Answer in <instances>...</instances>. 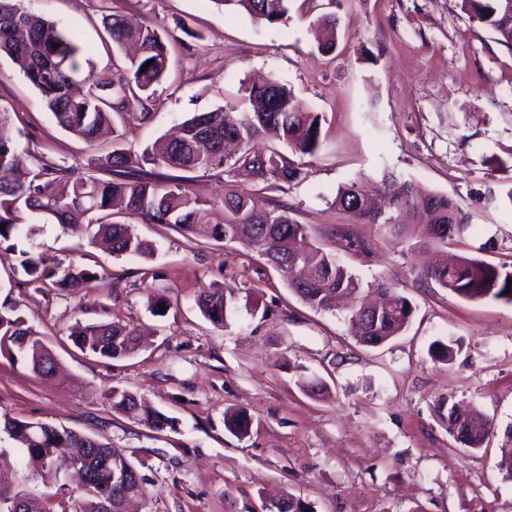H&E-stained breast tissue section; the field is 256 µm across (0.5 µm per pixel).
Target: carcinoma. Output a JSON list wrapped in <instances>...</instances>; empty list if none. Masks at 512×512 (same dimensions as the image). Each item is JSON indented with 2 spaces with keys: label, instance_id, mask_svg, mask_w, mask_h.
Here are the masks:
<instances>
[{
  "label": "carcinoma",
  "instance_id": "carcinoma-1",
  "mask_svg": "<svg viewBox=\"0 0 512 512\" xmlns=\"http://www.w3.org/2000/svg\"><path fill=\"white\" fill-rule=\"evenodd\" d=\"M218 5L243 11L268 24L282 22L288 0H213ZM461 8L490 27L500 43L512 48V0H461ZM319 24L329 33L320 49L327 55L336 48V18L324 16ZM103 27L120 50L127 44L138 55L123 63L113 62L110 71L98 72L57 24L29 12L23 0H0V56H7L25 79L40 93L46 109L62 130L93 146L102 129L146 122L157 102V87L170 64L166 31L153 23L130 25L115 13L103 15ZM149 68H143L146 62ZM243 110L219 107L186 120L177 138H160L136 154L115 143L101 147L80 174L62 165L42 164L25 172L19 169L17 146L6 128L10 114L0 108V240L17 229L22 214L52 216L64 229L83 234L91 242L102 240L115 255L149 256L154 248L125 222L112 220V206L120 203L127 214L145 224H169L198 239L224 241L229 233L234 242L265 259L281 272L288 288L317 310H334L341 300L358 298L362 283L336 257L306 243L307 227L290 215L288 205L272 202L254 190L237 184L242 176L267 186L302 179L305 158L315 156L322 146L321 116L308 112L287 84L272 78L243 89ZM272 132L277 142L255 151L251 142ZM220 169L230 179L224 196L211 201L192 189L199 173ZM333 204L362 224H406L416 214L428 216L419 248L445 245L464 231L459 205L446 195L426 192L404 182L390 198L374 199L356 182L340 187ZM214 206L224 209V223L207 224L202 215ZM31 281L53 278L62 288H83L95 279L87 269L55 267L46 272L45 259L28 255L21 261ZM432 281L466 300L486 297L512 303L506 292L512 280V264L493 265L460 256L455 263L435 264L423 271ZM385 296L371 319L360 315L361 305L348 308L345 319L353 336L362 344L378 346L399 335L414 313L410 299L385 280L374 284ZM204 316L222 326L226 302L222 290L204 293L198 300ZM23 319L12 308L0 310V337L11 342L30 362L32 370L47 377V349L35 332L22 327ZM70 337L83 352L117 359L132 354L139 346L134 328L119 323L75 326ZM454 341L436 340L432 355L451 361ZM112 408L144 423L152 430L175 428L174 421L158 410L145 407L130 392L112 390ZM22 445L29 457L43 462L52 477L71 465L82 469L92 487L112 481V470L130 467L128 487L147 497L148 479L135 464L116 449L71 430L33 420L5 418L0 425ZM489 423L476 412L459 413L448 408V432L460 445L475 450L489 433ZM46 499L33 498L20 488L10 495L0 493V504L24 500L22 512H124V489L112 488V500L82 492L71 508L57 511Z\"/></svg>",
  "mask_w": 512,
  "mask_h": 512
}]
</instances>
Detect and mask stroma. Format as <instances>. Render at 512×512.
<instances>
[{"mask_svg":"<svg viewBox=\"0 0 512 512\" xmlns=\"http://www.w3.org/2000/svg\"><path fill=\"white\" fill-rule=\"evenodd\" d=\"M24 5L65 29L100 71L112 67L105 8L170 27L168 76L151 119L125 130L129 151L196 114L239 105L244 83H287L321 115L323 145L303 181L263 197L287 203L313 243L363 283L392 282L415 311L400 335L366 346L338 312L306 305L240 244L189 239L136 218L155 250L117 256L41 220L33 238L20 232L0 242V308L17 310L59 370L43 379L23 355H0V420H39L117 448L149 480L139 512H268L288 495L309 512H512V472L500 465L512 428V304L463 300L419 276L446 253L512 263V49L460 0H288V19L277 25L215 0ZM324 14L339 20L330 55L314 30ZM0 107L25 166L78 172L93 155L56 126L5 57ZM354 180L380 194L411 181L447 195L468 229L447 247L417 249L411 234L357 223L333 206L338 187ZM26 251L97 278L86 288L30 282ZM213 288L228 305L220 327L197 306ZM78 322L127 324L146 343L121 359L85 354L69 337ZM449 337L460 343L453 360H433L430 344ZM314 377L323 392L302 386ZM115 389L173 418L174 429L154 431L113 410ZM454 404L489 420L478 450L449 434L441 409ZM240 410L252 420L244 435L228 427ZM20 488L64 501L78 494L68 475L44 481L0 432V491Z\"/></svg>","mask_w":512,"mask_h":512,"instance_id":"1","label":"stroma"}]
</instances>
